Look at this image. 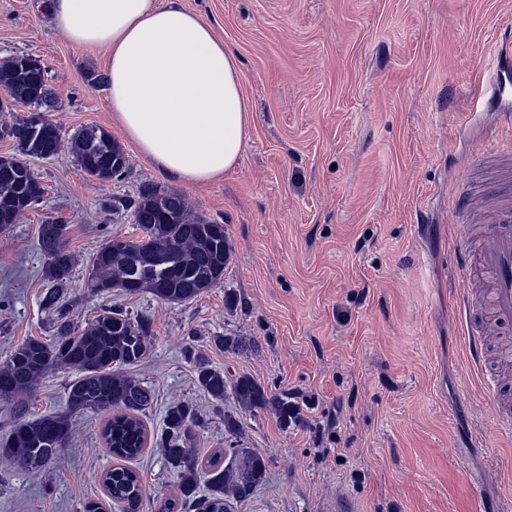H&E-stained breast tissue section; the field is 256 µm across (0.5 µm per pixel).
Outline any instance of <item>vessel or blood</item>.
Instances as JSON below:
<instances>
[{
  "mask_svg": "<svg viewBox=\"0 0 512 512\" xmlns=\"http://www.w3.org/2000/svg\"><path fill=\"white\" fill-rule=\"evenodd\" d=\"M512 82V30L499 37L496 73L480 84L475 107L501 101ZM483 203L474 207L470 195H463L465 211L480 210L485 229L477 249L461 245L456 267L465 271L468 284L455 290L460 319L464 325V346L469 366L486 391L490 419L478 436L489 447L502 435L512 434V390L499 386L488 363L489 342L494 328L512 329V179L497 178L482 188Z\"/></svg>",
  "mask_w": 512,
  "mask_h": 512,
  "instance_id": "vessel-or-blood-1",
  "label": "vessel or blood"
}]
</instances>
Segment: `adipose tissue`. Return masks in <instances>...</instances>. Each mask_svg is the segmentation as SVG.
<instances>
[{"label":"adipose tissue","mask_w":512,"mask_h":512,"mask_svg":"<svg viewBox=\"0 0 512 512\" xmlns=\"http://www.w3.org/2000/svg\"><path fill=\"white\" fill-rule=\"evenodd\" d=\"M71 44L108 52L109 108L127 141L189 185L239 162L251 128L241 64L176 0H42Z\"/></svg>","instance_id":"1"}]
</instances>
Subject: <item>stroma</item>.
I'll return each mask as SVG.
<instances>
[{
  "instance_id": "stroma-1",
  "label": "stroma",
  "mask_w": 512,
  "mask_h": 512,
  "mask_svg": "<svg viewBox=\"0 0 512 512\" xmlns=\"http://www.w3.org/2000/svg\"><path fill=\"white\" fill-rule=\"evenodd\" d=\"M241 61L252 109L239 164L193 186L125 145L129 167L107 182L69 153L33 160L45 194L0 232V363L31 338L55 334L42 297L41 224H66L75 264L68 320L84 328L103 309L151 321L134 376L156 393L141 419L150 437L129 466L140 512H159L179 476L153 439L170 404L198 415L200 462L227 446L226 415L267 462L266 480L228 512H512V435L484 448L481 387L470 375L448 295L464 160L482 167L512 150L500 115L473 106L512 0H181ZM41 60L64 136L97 125L122 139L108 105L101 52L67 42L37 0H0V61ZM182 194L190 216L223 224V280L189 303L94 290L92 258L115 237L140 238L113 202L143 185ZM239 341L236 349L219 338ZM228 377L289 394L298 423L274 409L215 401L195 381L197 358ZM72 370L48 371L27 397L30 415L67 408ZM109 414L71 417L68 447L38 472L0 454V512H85L106 505L100 476L114 460Z\"/></svg>"
}]
</instances>
